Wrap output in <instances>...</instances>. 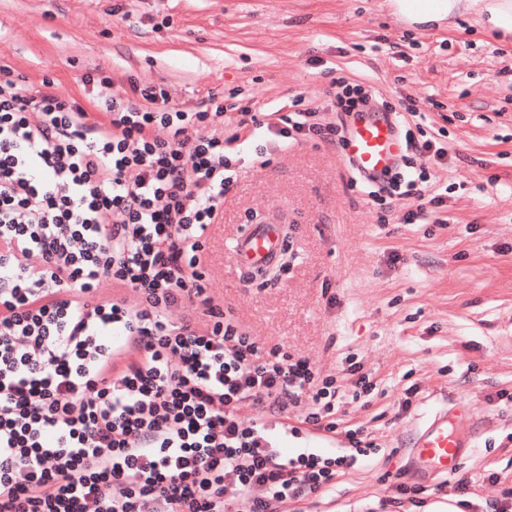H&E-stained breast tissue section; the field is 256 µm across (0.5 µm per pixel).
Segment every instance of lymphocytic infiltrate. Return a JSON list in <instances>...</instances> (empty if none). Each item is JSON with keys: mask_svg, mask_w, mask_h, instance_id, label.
<instances>
[{"mask_svg": "<svg viewBox=\"0 0 512 512\" xmlns=\"http://www.w3.org/2000/svg\"><path fill=\"white\" fill-rule=\"evenodd\" d=\"M99 85L95 120L0 66V512H274L322 495L364 455L361 430L343 454L286 442L335 431L340 387L215 304L202 254L245 136L333 143L372 96L341 83L337 122L244 108L225 130L160 86ZM426 181L397 172L372 195L415 196L413 224L440 202ZM249 403L309 411L275 436L240 416Z\"/></svg>", "mask_w": 512, "mask_h": 512, "instance_id": "obj_1", "label": "lymphocytic infiltrate"}]
</instances>
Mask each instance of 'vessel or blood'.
<instances>
[{"label": "vessel or blood", "instance_id": "vessel-or-blood-1", "mask_svg": "<svg viewBox=\"0 0 512 512\" xmlns=\"http://www.w3.org/2000/svg\"><path fill=\"white\" fill-rule=\"evenodd\" d=\"M343 149L359 176L367 183L376 184L397 167L405 144L392 113L370 110L348 123ZM283 246L278 225L257 224L234 240L233 259L242 267H263L276 260ZM461 411L458 405L437 410L419 427L410 458L425 476L448 473L469 448V439L451 423L452 417Z\"/></svg>", "mask_w": 512, "mask_h": 512}]
</instances>
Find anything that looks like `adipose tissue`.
Segmentation results:
<instances>
[{
    "instance_id": "1",
    "label": "adipose tissue",
    "mask_w": 512,
    "mask_h": 512,
    "mask_svg": "<svg viewBox=\"0 0 512 512\" xmlns=\"http://www.w3.org/2000/svg\"><path fill=\"white\" fill-rule=\"evenodd\" d=\"M390 9L407 27L466 22L501 37L512 36V0H390Z\"/></svg>"
}]
</instances>
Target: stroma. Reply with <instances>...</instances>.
I'll return each mask as SVG.
<instances>
[{
  "mask_svg": "<svg viewBox=\"0 0 512 512\" xmlns=\"http://www.w3.org/2000/svg\"><path fill=\"white\" fill-rule=\"evenodd\" d=\"M100 118L81 82L110 75L164 86L171 106L208 111L300 100L334 121L337 80L361 82L392 110L413 102L435 161L410 156L405 176L430 175L442 199L429 223L407 224L415 198L373 200L351 181L341 147L320 138L244 143L245 163L206 233L207 293L266 348L305 359L347 395L334 434L362 428L369 448L319 497L288 512H384L398 484L419 488L393 512H468L512 490V40L403 27L386 0H0V65ZM266 167H250L260 147ZM253 224L282 225L290 258L276 277L250 276L230 243ZM374 383L352 399L347 368ZM453 400L468 407L473 447L451 473L408 466L414 435Z\"/></svg>",
  "mask_w": 512,
  "mask_h": 512,
  "instance_id": "1",
  "label": "stroma"
}]
</instances>
